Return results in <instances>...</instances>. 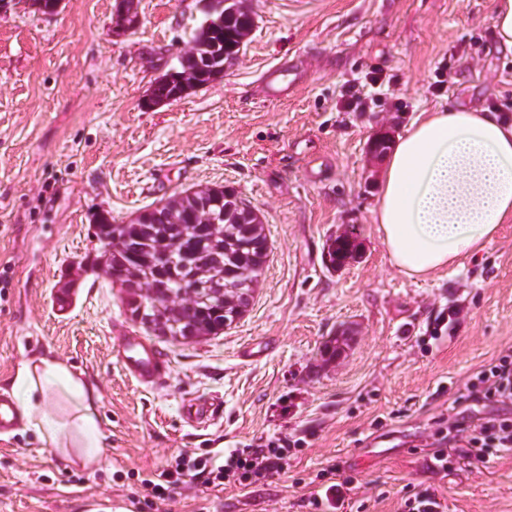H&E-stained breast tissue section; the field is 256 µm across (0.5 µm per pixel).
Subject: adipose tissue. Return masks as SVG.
Masks as SVG:
<instances>
[{
  "mask_svg": "<svg viewBox=\"0 0 512 512\" xmlns=\"http://www.w3.org/2000/svg\"><path fill=\"white\" fill-rule=\"evenodd\" d=\"M391 263L425 278L512 223V123L478 104L420 112L389 154L373 211ZM24 428L63 462L98 461L100 395L60 360L23 364L7 381Z\"/></svg>",
  "mask_w": 512,
  "mask_h": 512,
  "instance_id": "adipose-tissue-1",
  "label": "adipose tissue"
}]
</instances>
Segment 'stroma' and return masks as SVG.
<instances>
[{
    "instance_id": "stroma-1",
    "label": "stroma",
    "mask_w": 512,
    "mask_h": 512,
    "mask_svg": "<svg viewBox=\"0 0 512 512\" xmlns=\"http://www.w3.org/2000/svg\"><path fill=\"white\" fill-rule=\"evenodd\" d=\"M115 3L0 9V381L36 355L67 361L101 395L103 434L91 467L63 464L22 429L0 434V512H136L128 487L179 451L273 437L291 457L268 485H189L171 512H310L332 460L359 512H401L426 490L447 512H512V450L445 474L429 467L448 418L477 413L468 381L512 347V224L459 265L414 279L391 264L372 214L379 134L397 139L440 105L512 118V52L495 40L492 0H251L257 24L223 78L151 108L149 89L188 48L202 0H135L139 25L120 37ZM292 59L306 64L295 92L265 98L262 74ZM372 71L390 82L380 102L345 108L349 86L370 94ZM214 185L264 224L269 255L251 305L222 335L159 338L170 370L139 386L112 356L135 324L97 264L90 217L123 224ZM351 225L356 258L327 267V241ZM71 277L62 309L56 294ZM451 309V337L433 340ZM343 326L348 346L323 361ZM189 397L222 400L221 419L184 423Z\"/></svg>"
}]
</instances>
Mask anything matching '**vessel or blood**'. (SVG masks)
I'll return each mask as SVG.
<instances>
[{
  "mask_svg": "<svg viewBox=\"0 0 512 512\" xmlns=\"http://www.w3.org/2000/svg\"><path fill=\"white\" fill-rule=\"evenodd\" d=\"M112 354L127 376L146 386L159 381L169 367L168 359L157 347L134 331L115 338ZM180 412L185 422L195 427L208 425L215 415L212 403L199 398L184 400Z\"/></svg>",
  "mask_w": 512,
  "mask_h": 512,
  "instance_id": "b4317fda",
  "label": "vessel or blood"
}]
</instances>
